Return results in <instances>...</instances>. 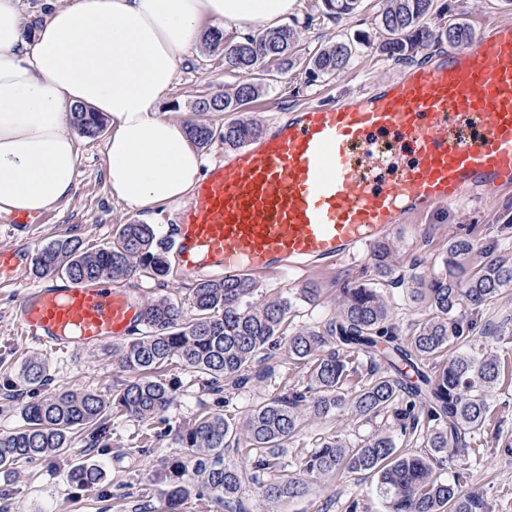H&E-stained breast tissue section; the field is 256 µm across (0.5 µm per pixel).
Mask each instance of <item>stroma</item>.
I'll return each instance as SVG.
<instances>
[{"instance_id": "35a3bbf8", "label": "stroma", "mask_w": 512, "mask_h": 512, "mask_svg": "<svg viewBox=\"0 0 512 512\" xmlns=\"http://www.w3.org/2000/svg\"><path fill=\"white\" fill-rule=\"evenodd\" d=\"M438 4L442 15L431 18L434 27L462 18L479 33L512 20V0H438ZM380 5L381 0H363L354 18L337 22L323 14L321 0H298L293 17L303 43L324 46L357 30L369 33L372 41L350 69L324 83L307 85L306 66L299 60L282 71L275 85L244 110L195 112L191 105L197 97L224 93L237 81L236 76L225 73L220 54L204 51L184 64L171 103L187 123L202 121L220 127L241 119L263 126L274 120L286 121L291 112L303 106L351 97L364 88L385 85L432 55L450 51V44L444 41L418 49L399 61L379 55L376 46L381 37L375 16ZM105 140L102 134L80 137L77 189L67 203L41 214L35 224L0 218V248H27L35 254L64 235L78 237L85 246L95 248L110 241L116 225L132 222V214L105 191ZM460 237L475 240L479 260L503 256L512 247V193L436 208L393 235L396 251L390 262L391 274L382 286L402 338H409L418 321L426 316L425 305L410 295L412 276L439 271L449 242ZM196 283V278L181 276L173 269L159 281L133 277L115 281L114 286L142 304L165 296L186 307ZM353 283H378L371 249L323 270L300 271L285 280L259 279L254 301L259 304L277 296L292 298L295 317L291 329H320L335 317L342 288ZM311 284L320 290L319 299L312 305L296 297L299 288ZM14 313L13 289L0 288V381L18 380L23 363L34 355L42 357L48 368L49 384L24 387L25 398H46L78 390L108 397L128 380V373L113 366L111 346L77 354L51 351L22 338ZM462 313L474 322L481 344L500 360V377L488 397L491 413L485 426L473 436L474 452L469 456V478L463 490L477 496L485 512H512V288L503 291L493 303L478 308L466 306ZM264 367L261 377L216 391L192 369L176 361L169 363L156 373L174 389L173 402L163 421L147 424L111 410L106 414V436L101 447H91L88 440L79 438L65 455L41 461L40 465L20 463L0 469V512H167L165 490L172 466H194L190 450L178 441L180 431L194 418L229 411L241 421L256 405L289 390L303 389L308 382L305 369L289 359L285 345L272 349ZM380 431L398 435L399 445L406 451L421 454L427 449L425 436L401 435L399 426L387 415L369 422L347 409L327 420L304 416L299 433L279 451L278 469L261 473L258 480L243 481L238 497L245 512H347L354 500L359 501L362 512H382L374 474L313 476L302 468L304 458L324 437L336 435L354 445ZM88 459L98 466L104 478L94 489L83 490L70 482L68 474L74 464ZM284 476L300 479L306 486L304 493L278 503L264 499L259 492L260 483Z\"/></svg>"}]
</instances>
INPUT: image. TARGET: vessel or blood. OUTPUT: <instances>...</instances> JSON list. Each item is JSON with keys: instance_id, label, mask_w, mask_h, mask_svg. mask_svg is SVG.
<instances>
[{"instance_id": "1", "label": "vessel or blood", "mask_w": 512, "mask_h": 512, "mask_svg": "<svg viewBox=\"0 0 512 512\" xmlns=\"http://www.w3.org/2000/svg\"><path fill=\"white\" fill-rule=\"evenodd\" d=\"M512 191V23L435 55L382 88L308 106L225 155L184 206L178 271L285 276L352 257L411 219ZM24 260L0 249V286ZM108 277L21 293L30 340L76 352L127 339L141 319Z\"/></svg>"}]
</instances>
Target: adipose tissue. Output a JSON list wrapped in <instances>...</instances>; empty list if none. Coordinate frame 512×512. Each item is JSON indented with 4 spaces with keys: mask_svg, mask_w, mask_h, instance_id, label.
Masks as SVG:
<instances>
[{
    "mask_svg": "<svg viewBox=\"0 0 512 512\" xmlns=\"http://www.w3.org/2000/svg\"><path fill=\"white\" fill-rule=\"evenodd\" d=\"M297 0H0V216L38 215L76 190L75 109L108 126L105 189L129 211L186 205L211 165L166 112L208 28L291 15Z\"/></svg>",
    "mask_w": 512,
    "mask_h": 512,
    "instance_id": "ef3b65f1",
    "label": "adipose tissue"
}]
</instances>
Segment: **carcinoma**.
I'll return each instance as SVG.
<instances>
[{
  "instance_id": "cac0c4a2",
  "label": "carcinoma",
  "mask_w": 512,
  "mask_h": 512,
  "mask_svg": "<svg viewBox=\"0 0 512 512\" xmlns=\"http://www.w3.org/2000/svg\"><path fill=\"white\" fill-rule=\"evenodd\" d=\"M321 2L324 14L337 20L355 14L361 4V0ZM435 13V0H385L376 16L383 37L380 52L399 60L431 42L446 40L460 46L472 38L467 23L435 29L428 26V18ZM206 45L222 54L224 72L241 77V81L230 92L197 98L193 109L203 113L241 110L273 85L269 67L281 70L293 64L301 52L306 54V84L322 83L352 66L362 49L371 46V39L368 33L356 31L331 45L311 48L301 44L297 28L288 24L261 27L230 41L215 30ZM72 119L85 137L94 138L103 130L101 119L81 109L73 112ZM188 129L202 150L217 136L224 144L238 147L261 134L260 126L248 120L228 123L219 130L192 122ZM169 251L152 225L130 222L117 225L112 241L94 250L72 236L54 239L39 251L35 273L62 274L78 282L95 281L103 275L163 278L169 272ZM391 253L388 242L374 247L378 276L385 278L391 273ZM476 254L473 241L453 240L440 272L428 279H412L414 296L427 300L431 311L407 341L397 332L390 305L378 288L355 285L342 289L336 316L324 328H300L286 341L288 358L307 370L304 389L256 406L241 423L207 414L180 432L182 446L199 457L195 475L203 485L226 502L235 500L243 471L224 463V449L234 443L244 445L252 456L254 473L265 472L276 467V450L298 433L303 410L326 419L348 404L358 418L368 421L390 414L402 432L427 433L429 451L406 452L383 433H374L352 447L331 436L310 453L304 464L307 473L369 471L377 476L385 512H480L482 501L462 491L466 472L447 480L435 468L441 454L469 455L467 439L485 424L490 411L487 391L500 375L495 354L456 349L466 342V332L473 330L464 327L461 307L482 306L512 287L511 255L477 262ZM258 290V284L248 277L201 280L193 288L195 317L190 319L185 318L182 306L168 298L144 304L140 336L112 348L115 365L136 377L109 398L91 391H68L27 403L22 409L23 424L0 436V467L54 458L89 429L104 437L101 423L111 407L139 421L163 419L174 389L151 373L175 358L206 377L213 390L247 382L257 355L284 335L293 310L289 299L252 303ZM448 350V360L437 370L422 369L427 360ZM359 355L370 360V379L352 391L347 383L356 372L352 358ZM405 367L413 374L406 384L401 381ZM22 382L44 386V360L28 358ZM69 479L80 488L92 489L102 479V472L94 464L83 463L69 472ZM188 486L184 472L174 468L166 492L171 512H178ZM260 490L266 500L277 502L298 496L304 486L295 478L284 477L260 485Z\"/></svg>"
}]
</instances>
